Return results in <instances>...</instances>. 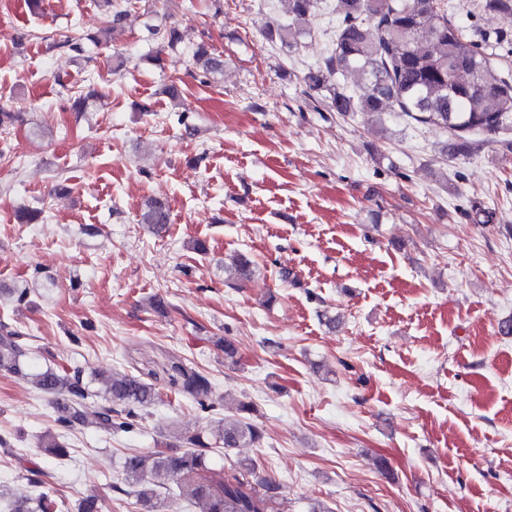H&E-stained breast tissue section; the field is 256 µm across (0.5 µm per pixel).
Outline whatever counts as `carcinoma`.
<instances>
[{"mask_svg":"<svg viewBox=\"0 0 512 512\" xmlns=\"http://www.w3.org/2000/svg\"><path fill=\"white\" fill-rule=\"evenodd\" d=\"M111 17L112 30L122 24L126 9L116 0H96ZM484 7L512 21V0H485ZM318 0H290L291 22L269 30L268 36L293 46L296 37L311 33L310 22ZM341 17L329 55L304 77L307 88L324 94L323 107L344 115L348 112L378 114L387 109L455 136L453 148L466 154L471 143L468 132L492 134L512 119V78L486 52L488 39L471 37L448 18L441 0H336ZM161 47L180 42L176 27L151 31ZM193 58L203 78L219 72L224 61L209 46L199 45ZM355 73L366 86L356 98L330 83L338 73ZM165 203L152 200L140 215V223L153 232L168 224ZM228 272L230 286L249 279L254 262L244 253L233 258ZM28 336L18 326L0 318V372L19 375L41 394L52 398L55 425L68 431L84 416L86 404H94L93 424L109 435L134 431L149 416L157 398L155 387L138 377L119 371L99 372L106 397L92 398L84 369L80 367L34 369L27 363ZM180 391L189 395L206 419L218 411L223 396L204 373L177 367ZM253 404L243 402L238 415L224 417L213 430L216 441L226 448L262 444V429L249 417ZM186 449L176 455L162 450L131 452L124 458L122 478L112 491L134 496L141 505L154 508L159 494L180 477L186 478L178 497L202 508V512H280L274 485L265 489L250 479L255 464L241 462L229 470L209 466V443L200 433L184 436ZM46 462L21 468L22 477L34 488L30 497L7 499L0 488V503L6 512H62V502L51 487L52 465L69 456L67 443L52 437L41 442Z\"/></svg>","mask_w":512,"mask_h":512,"instance_id":"obj_1","label":"carcinoma"}]
</instances>
